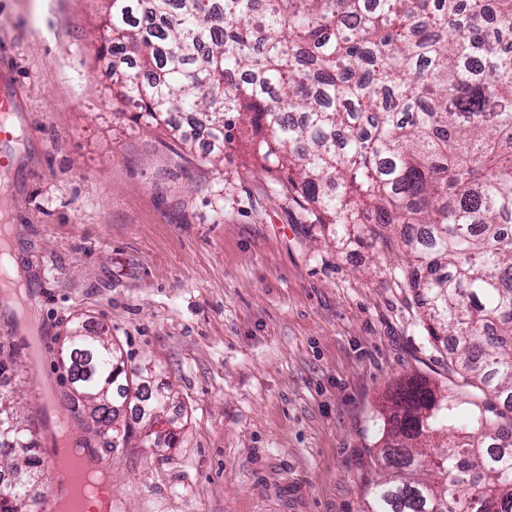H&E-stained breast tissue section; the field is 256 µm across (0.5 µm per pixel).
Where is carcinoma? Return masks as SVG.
Wrapping results in <instances>:
<instances>
[{
  "label": "carcinoma",
  "mask_w": 512,
  "mask_h": 512,
  "mask_svg": "<svg viewBox=\"0 0 512 512\" xmlns=\"http://www.w3.org/2000/svg\"><path fill=\"white\" fill-rule=\"evenodd\" d=\"M116 97L136 121L235 133L307 224H400L425 330L462 384L390 399L365 512H512V0H111ZM66 380L110 428L163 405L139 368L81 327ZM470 388L460 431L450 402ZM0 397V472L38 471ZM28 486L0 491L25 512Z\"/></svg>",
  "instance_id": "obj_1"
}]
</instances>
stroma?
Wrapping results in <instances>:
<instances>
[{
  "label": "stroma",
  "instance_id": "35a3bbf8",
  "mask_svg": "<svg viewBox=\"0 0 512 512\" xmlns=\"http://www.w3.org/2000/svg\"><path fill=\"white\" fill-rule=\"evenodd\" d=\"M109 0H0V45L22 141L0 188L25 343L0 332L21 380L0 394L32 418L71 396L58 363L78 322L149 366L163 429L105 448L71 418L112 512H364L362 485L391 393L448 385L396 237L337 236L297 210L241 144L213 165L202 138L143 127L112 95Z\"/></svg>",
  "mask_w": 512,
  "mask_h": 512
}]
</instances>
